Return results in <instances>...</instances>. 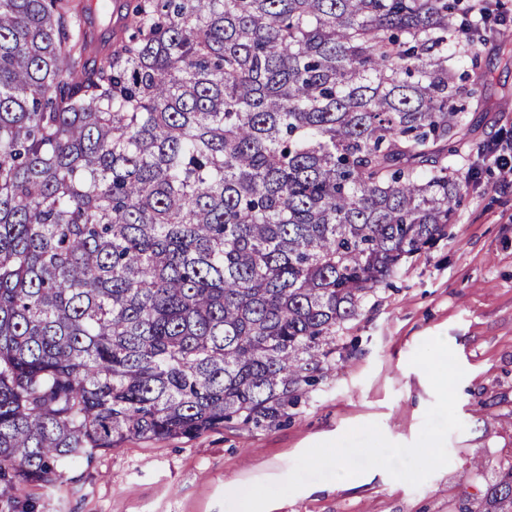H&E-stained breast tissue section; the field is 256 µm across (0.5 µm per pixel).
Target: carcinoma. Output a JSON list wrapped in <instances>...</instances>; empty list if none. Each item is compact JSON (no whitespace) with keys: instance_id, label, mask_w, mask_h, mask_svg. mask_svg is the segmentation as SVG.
Segmentation results:
<instances>
[{"instance_id":"obj_1","label":"carcinoma","mask_w":512,"mask_h":512,"mask_svg":"<svg viewBox=\"0 0 512 512\" xmlns=\"http://www.w3.org/2000/svg\"><path fill=\"white\" fill-rule=\"evenodd\" d=\"M0 0V498L263 428L447 234L470 0ZM459 512H512V462Z\"/></svg>"}]
</instances>
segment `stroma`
I'll return each instance as SVG.
<instances>
[{
	"mask_svg": "<svg viewBox=\"0 0 512 512\" xmlns=\"http://www.w3.org/2000/svg\"><path fill=\"white\" fill-rule=\"evenodd\" d=\"M478 70L471 137L512 157L511 35L481 46ZM436 336L465 371L457 402L465 429L447 438L449 463L416 487L381 468L349 484L314 482L271 512H457L512 460V186L491 161H472L447 237L404 261L337 328L335 370L287 421L132 439L69 464L53 486L24 485L16 499L34 512H225V496L284 479L307 448L350 428L375 423L390 441L413 444L435 396L410 359Z\"/></svg>",
	"mask_w": 512,
	"mask_h": 512,
	"instance_id": "stroma-1",
	"label": "stroma"
}]
</instances>
